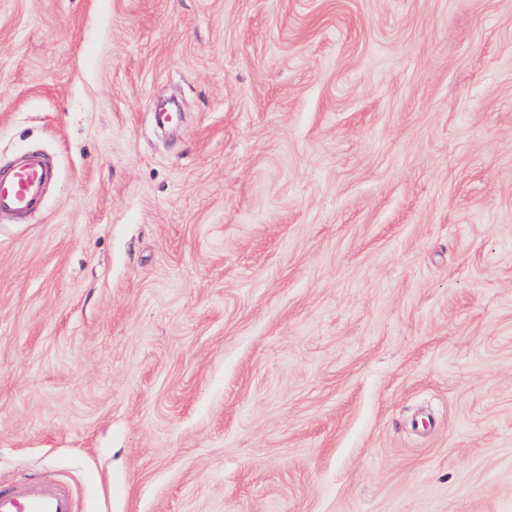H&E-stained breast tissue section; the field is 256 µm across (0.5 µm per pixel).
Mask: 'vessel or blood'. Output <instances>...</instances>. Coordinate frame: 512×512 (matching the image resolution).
<instances>
[{"label":"vessel or blood","instance_id":"vessel-or-blood-1","mask_svg":"<svg viewBox=\"0 0 512 512\" xmlns=\"http://www.w3.org/2000/svg\"><path fill=\"white\" fill-rule=\"evenodd\" d=\"M51 176L46 156L26 154L13 168L0 171V213L23 216L40 209ZM0 512H75L74 498L61 483L34 479L0 489Z\"/></svg>","mask_w":512,"mask_h":512}]
</instances>
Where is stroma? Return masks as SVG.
<instances>
[{
	"instance_id": "1",
	"label": "stroma",
	"mask_w": 512,
	"mask_h": 512,
	"mask_svg": "<svg viewBox=\"0 0 512 512\" xmlns=\"http://www.w3.org/2000/svg\"><path fill=\"white\" fill-rule=\"evenodd\" d=\"M30 149L0 483L512 512V0H0V164Z\"/></svg>"
}]
</instances>
